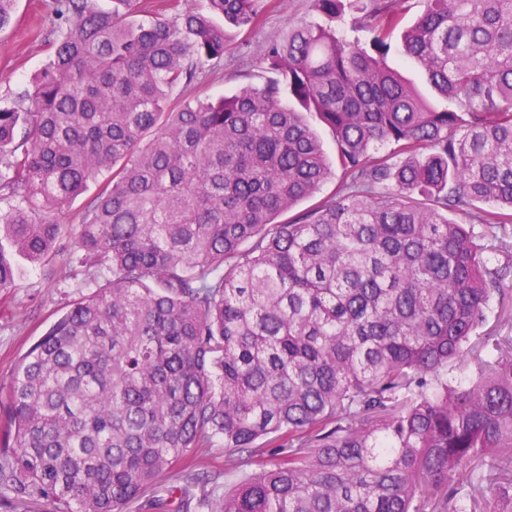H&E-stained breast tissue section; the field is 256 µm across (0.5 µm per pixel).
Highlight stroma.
I'll return each mask as SVG.
<instances>
[{"instance_id": "1", "label": "stroma", "mask_w": 512, "mask_h": 512, "mask_svg": "<svg viewBox=\"0 0 512 512\" xmlns=\"http://www.w3.org/2000/svg\"><path fill=\"white\" fill-rule=\"evenodd\" d=\"M312 0H267L260 23L242 32L220 65L205 76L177 88L173 100L219 97L245 85L244 71L259 73L258 52L267 42L282 39L290 25L317 21ZM51 0H15L12 22L0 30V98L11 97L39 70L53 38ZM53 275L21 266L14 288L0 293V387L6 386L27 348L81 295L78 264L61 254L51 264Z\"/></svg>"}]
</instances>
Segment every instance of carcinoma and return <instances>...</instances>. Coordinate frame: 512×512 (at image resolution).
I'll return each mask as SVG.
<instances>
[{"mask_svg": "<svg viewBox=\"0 0 512 512\" xmlns=\"http://www.w3.org/2000/svg\"><path fill=\"white\" fill-rule=\"evenodd\" d=\"M52 4L47 62L0 102V291L68 241L86 294L12 372L13 498L126 512L173 473L182 505L143 512H512V336L480 334L512 264L447 214L512 223V0H424L397 39L392 0H313L259 81L175 106L265 0ZM101 177L74 234L59 216ZM340 182V173L336 172L334 176H332L327 182H325L320 190L310 199L304 200L299 205H297L293 210L289 213H285L282 215L279 220H287L289 217L301 212L303 210H308L313 207L315 204H318L321 201L331 198L339 185Z\"/></svg>", "mask_w": 512, "mask_h": 512, "instance_id": "obj_1", "label": "carcinoma"}]
</instances>
